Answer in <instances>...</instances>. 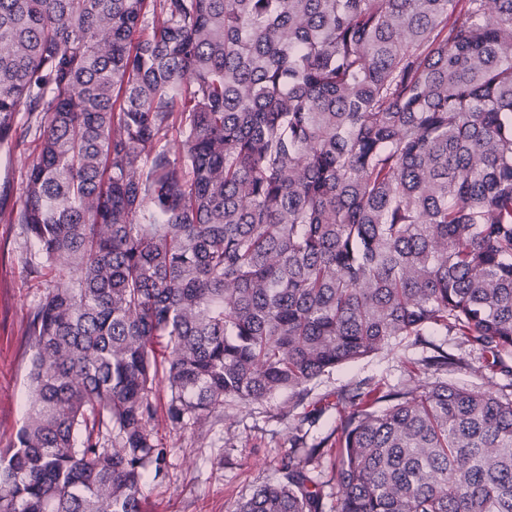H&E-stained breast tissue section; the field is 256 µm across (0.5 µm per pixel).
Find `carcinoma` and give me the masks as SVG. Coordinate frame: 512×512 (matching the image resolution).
<instances>
[{"instance_id":"cac0c4a2","label":"carcinoma","mask_w":512,"mask_h":512,"mask_svg":"<svg viewBox=\"0 0 512 512\" xmlns=\"http://www.w3.org/2000/svg\"><path fill=\"white\" fill-rule=\"evenodd\" d=\"M31 135L0 220L61 284L0 512H141L160 383L185 429L436 332L512 375V0H0ZM351 400L336 512H512V399ZM316 453L231 512H322Z\"/></svg>"}]
</instances>
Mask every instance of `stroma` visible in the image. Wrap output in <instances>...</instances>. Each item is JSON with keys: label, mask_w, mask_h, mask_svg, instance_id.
I'll list each match as a JSON object with an SVG mask.
<instances>
[{"label": "stroma", "mask_w": 512, "mask_h": 512, "mask_svg": "<svg viewBox=\"0 0 512 512\" xmlns=\"http://www.w3.org/2000/svg\"><path fill=\"white\" fill-rule=\"evenodd\" d=\"M34 139L11 151L0 150V193L19 202ZM45 291V277L25 225L0 222V448L20 428L28 399L32 355L28 324ZM448 355L442 367L425 368L437 351ZM447 383L512 395V376L487 369L480 353L457 336H432L430 343L404 340L391 349L340 366L313 380L303 405L289 411L287 396L250 406L231 404L201 426L172 429L164 407L165 387L156 391V424L165 438L169 466L163 478L148 481L144 512H232L238 501L280 478L281 457L295 433L319 446L316 472L324 482L323 512H336V479L330 445L335 429L352 406L357 388L380 385L408 390L419 384ZM308 421H300L301 413Z\"/></svg>", "instance_id": "obj_1"}]
</instances>
